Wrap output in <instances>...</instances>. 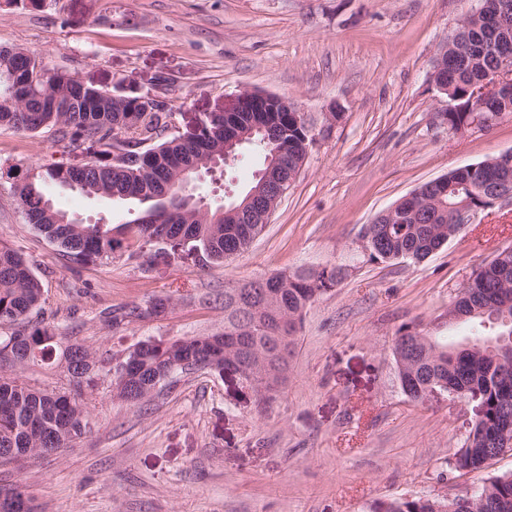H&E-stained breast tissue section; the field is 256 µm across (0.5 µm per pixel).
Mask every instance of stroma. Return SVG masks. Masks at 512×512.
<instances>
[{
    "label": "stroma",
    "mask_w": 512,
    "mask_h": 512,
    "mask_svg": "<svg viewBox=\"0 0 512 512\" xmlns=\"http://www.w3.org/2000/svg\"><path fill=\"white\" fill-rule=\"evenodd\" d=\"M479 0H0V47L106 90L167 81L172 134L245 90L288 98L315 142L265 230L234 259L193 256L125 235L111 258L74 260L39 234L14 193L32 166L83 165L52 130L0 127V246L26 257L43 287L36 319L97 352L84 399L91 431L74 447L0 465L44 512H377L397 498L474 493L512 473V454L459 474L452 462L477 403L442 392L408 400L392 338L405 325L455 341L446 312L472 271L512 246V204L421 262L367 261L361 229L420 184L512 150V115L459 135L432 61ZM262 162L246 152L204 176L211 208L241 199ZM85 224L124 223L128 204L53 189ZM346 265L306 310L288 379L258 405L228 374H177L145 406L112 392V359L138 342L224 330V290L272 272ZM172 301L164 315L113 328L123 306Z\"/></svg>",
    "instance_id": "obj_1"
}]
</instances>
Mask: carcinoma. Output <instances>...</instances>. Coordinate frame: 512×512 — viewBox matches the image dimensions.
Segmentation results:
<instances>
[{
    "instance_id": "cac0c4a2",
    "label": "carcinoma",
    "mask_w": 512,
    "mask_h": 512,
    "mask_svg": "<svg viewBox=\"0 0 512 512\" xmlns=\"http://www.w3.org/2000/svg\"><path fill=\"white\" fill-rule=\"evenodd\" d=\"M459 42H450L448 56L456 57L448 68V103L444 113L448 128L458 131L484 120L512 114V96L492 102L481 114L475 112L476 89L488 73L499 67L500 58L512 64V24L503 31L466 17L458 27ZM0 70L28 76L15 95L0 90V125L21 133L52 129L58 141L76 150H91L96 159L74 170L63 162L40 165L27 174L17 193L26 222L56 243L77 261L110 258L120 247L108 224H75V217L60 209L47 191L50 186L68 188L67 179L82 184L77 192L86 196L135 205L138 211L156 202L145 196L180 182V168L198 161L208 152H220L224 125L204 117L185 135H167L170 113L140 101L137 95H114L91 83L85 92L75 88L76 78L56 71L48 77L36 73V59L16 48H0ZM269 140L288 146V163L277 179L294 181L301 160V144H313L295 112H275L268 117ZM125 127V139L115 145V127ZM122 153V162L112 163V150ZM497 169L483 163L474 171L454 174L440 198L418 203L423 219L410 208L396 210L380 224L371 225L374 237L364 248L370 262L410 260L421 262L448 243V212L467 199L475 206L487 201L469 187L491 184ZM171 210L154 218L137 217L124 228L148 242L169 246L171 254L188 251L201 267L222 264L244 253L262 232L245 220L224 223V218L183 210L174 197ZM342 267L314 273L264 277L263 294H252V282L224 289V341L191 337L170 343L145 340L125 355L129 382L137 387L142 405L151 400L154 382H164L170 367L180 371L246 372L248 387L262 403L272 400L287 378L298 333L306 309L336 286ZM470 294L456 299L448 315L467 317L458 324L495 325L477 336L448 344L415 327L398 329L392 353L406 397L426 402L429 391L466 392L485 405L484 418L474 423L454 455L458 472L484 469L490 461L512 452L496 447V441L512 439V371L503 373L512 360V319L497 307L503 297H512V275L502 279L494 269H476L470 277ZM43 289L32 265L18 252L0 247V324L16 330L0 339V448H20L31 454L41 448H71L90 431L89 415L82 400L92 386L96 363L86 346L68 344L53 329L31 321L41 309ZM58 365L68 378L71 391H44L22 378L35 363ZM380 512H448V502L437 498L397 499L380 506ZM465 512H512V474L490 478L481 490L469 495Z\"/></svg>"
}]
</instances>
